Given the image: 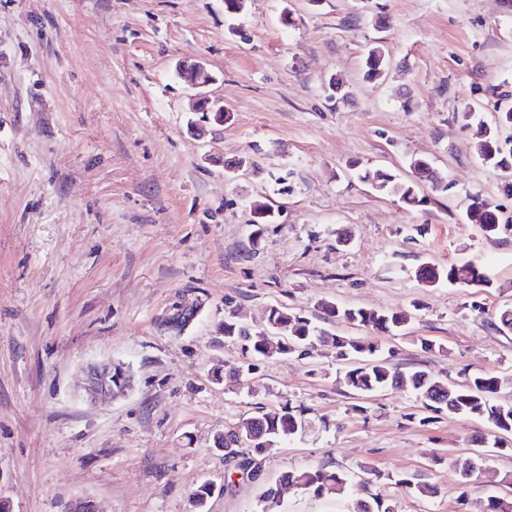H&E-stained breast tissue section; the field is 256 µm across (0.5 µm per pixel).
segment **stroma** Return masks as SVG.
<instances>
[{
    "mask_svg": "<svg viewBox=\"0 0 512 512\" xmlns=\"http://www.w3.org/2000/svg\"><path fill=\"white\" fill-rule=\"evenodd\" d=\"M375 43L389 68L368 80ZM180 60L207 64L229 113L198 136ZM508 99L501 0H246L236 16L224 0H0V501L9 512H69L80 499L194 512L208 482L206 512H261L270 486L284 512H349L345 494L281 482L321 466L369 479L395 512H479L507 495L508 449L488 457L504 485H460L480 422L427 420L404 388L354 394L326 346L235 375L240 348L223 328L229 309L255 327L280 305L307 317L324 301L413 309L397 336L332 330L401 371L512 375V334L492 324L512 306V192L462 121L465 106L489 114ZM414 156L449 185H423L416 208L351 174L359 162L407 179ZM476 194L497 210L494 237L466 218ZM257 201L273 205L272 223H255ZM466 259L485 265L490 287L412 274ZM185 299L199 302L195 319L165 329ZM108 360L132 366L134 387L90 401L85 370ZM287 404L316 431L274 449L260 479L231 471L215 436ZM401 477L437 492L407 494Z\"/></svg>",
    "mask_w": 512,
    "mask_h": 512,
    "instance_id": "stroma-1",
    "label": "stroma"
}]
</instances>
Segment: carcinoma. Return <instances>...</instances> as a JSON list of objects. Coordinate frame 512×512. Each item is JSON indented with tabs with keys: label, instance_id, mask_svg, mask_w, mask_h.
I'll return each mask as SVG.
<instances>
[{
	"label": "carcinoma",
	"instance_id": "carcinoma-1",
	"mask_svg": "<svg viewBox=\"0 0 512 512\" xmlns=\"http://www.w3.org/2000/svg\"><path fill=\"white\" fill-rule=\"evenodd\" d=\"M387 67L384 52L379 45L369 48L364 60V76L368 79L384 74ZM465 126H476L480 140L477 157L486 166L497 171L512 188V145L502 139V130L512 128V106L498 110V116L489 120L483 113L472 108L464 111ZM357 177L374 190L393 196L408 206H420L425 197L419 194L420 182L434 179L429 162L420 157L411 159L410 168L415 178L406 180L390 172L355 164ZM468 219L479 225L484 236L491 237L499 232L500 224L492 204L476 199L467 210ZM416 277L423 283L434 286L441 281L468 288H487L490 285L484 267L472 260L452 263L439 267L429 263L419 265ZM323 319L328 323L345 322L357 327L372 329L379 333H394L404 330L411 321V315L403 310L376 311L349 307L334 302L321 304ZM496 331L512 333V308L506 307L494 317ZM279 336L274 343L271 337ZM224 337L241 344L251 362L237 367V373H248L255 368V362L274 355L286 357L290 354L310 356L317 347L326 344L336 348L338 356L347 360H358L360 365L351 366L342 372V383L358 394H368L388 387H407L414 391L423 408L433 413H448L485 423L496 432L512 435V404L498 399V394L512 385V377L473 373L463 384L443 381L424 369L407 372L393 368L380 349L360 337L339 336L331 330L319 327L307 317L288 311L284 307L269 309L266 323L252 327L239 320L235 311L224 317ZM310 422L305 410L285 405L276 412H267L238 421L224 431L217 444L224 450V460L239 455V448L252 449L253 457L247 462L250 477L258 479L262 472V456L275 449L281 442L306 431ZM488 470L486 457L472 456L467 468L460 471L459 480L468 485V472ZM282 481L288 485L321 497L335 491H346L353 496L352 512H393L392 505L369 492L368 487L354 481L349 470H326L324 468L292 470L284 473ZM481 512H512V498L489 497Z\"/></svg>",
	"mask_w": 512,
	"mask_h": 512
}]
</instances>
